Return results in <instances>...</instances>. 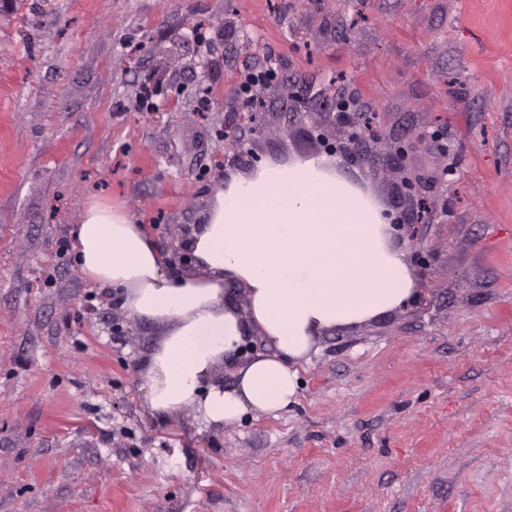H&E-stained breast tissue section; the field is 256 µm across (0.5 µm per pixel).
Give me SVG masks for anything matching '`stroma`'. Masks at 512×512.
I'll list each match as a JSON object with an SVG mask.
<instances>
[{
    "instance_id": "stroma-1",
    "label": "stroma",
    "mask_w": 512,
    "mask_h": 512,
    "mask_svg": "<svg viewBox=\"0 0 512 512\" xmlns=\"http://www.w3.org/2000/svg\"><path fill=\"white\" fill-rule=\"evenodd\" d=\"M327 101L383 132L343 171L415 219L417 292L318 332L286 411L153 414L160 329L80 272L82 208L195 271L226 170L323 157ZM0 512H512V0L1 7ZM277 78V71L271 66H267L264 69H257L248 71L242 75L240 79L239 90L241 94L252 100H257L254 96V92L260 86L267 85Z\"/></svg>"
}]
</instances>
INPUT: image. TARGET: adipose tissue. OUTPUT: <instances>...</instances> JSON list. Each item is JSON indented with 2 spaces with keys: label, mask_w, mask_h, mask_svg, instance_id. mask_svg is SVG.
Listing matches in <instances>:
<instances>
[{
  "label": "adipose tissue",
  "mask_w": 512,
  "mask_h": 512,
  "mask_svg": "<svg viewBox=\"0 0 512 512\" xmlns=\"http://www.w3.org/2000/svg\"><path fill=\"white\" fill-rule=\"evenodd\" d=\"M189 248L199 272L173 277L124 209L87 204L77 225L81 273L162 329L146 363L148 405L160 415L189 406L224 424L285 409L298 391L291 363L318 331L371 320L418 287L381 205L327 158L230 174ZM230 284L245 289V308L226 302ZM254 331L271 353L242 367L234 388L214 382L216 365Z\"/></svg>",
  "instance_id": "1"
}]
</instances>
